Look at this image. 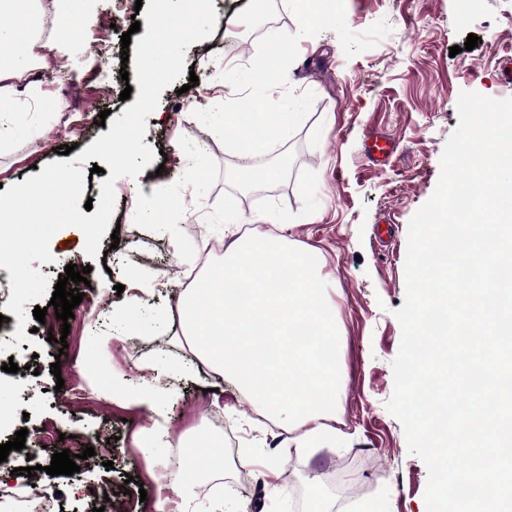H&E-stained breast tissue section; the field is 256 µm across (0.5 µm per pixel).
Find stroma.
Returning <instances> with one entry per match:
<instances>
[{
  "mask_svg": "<svg viewBox=\"0 0 512 512\" xmlns=\"http://www.w3.org/2000/svg\"><path fill=\"white\" fill-rule=\"evenodd\" d=\"M135 2L76 0L68 24L47 19V40L62 66L33 86L47 101L63 99L66 109L25 102L0 116V186L58 161V146L88 148L106 132L96 123L101 111L123 114L121 56L136 49L122 47L121 36L145 19ZM213 4V34L185 53L193 73L165 88L159 117L146 119L143 142L164 167L153 179L154 197L131 178L116 180L112 218L120 233L115 240L102 236L106 259H89L81 234L60 230L50 241L53 260L40 272L55 282L66 265L87 266L89 285L69 335L59 320L45 326L31 318L32 341L0 353V366L24 367L20 374L0 369V392L12 406L0 420V444L27 429L24 449L9 454L16 468L50 465L52 454L65 449L94 448L80 472L51 477L50 512H95L109 494L134 512L141 491L177 473L191 486L212 483L206 499L223 501L224 512H309L315 498L323 512H357L360 502L376 499L387 512H426V465L409 453L403 427L386 407L402 336L394 312L406 294L408 225L439 182L445 143L459 123L460 92L512 98L503 77L512 59V0H345L352 32L382 19L392 31L351 58L330 30L299 46L286 86L271 96L289 88L313 91L316 99L301 128L271 151L292 153L289 178L253 191L227 179L249 155L209 146L211 132L192 112L233 98L220 78L224 69L248 66L261 36L296 32L298 23L284 0ZM113 17L120 20L110 37L113 72L90 97L85 80L98 69L100 36ZM471 34L479 42L468 51ZM455 45L460 53L450 54ZM376 132L397 145L384 164L363 154ZM389 223L392 238L379 240L377 225ZM246 224L320 254L345 389L330 425L343 446L297 450L308 424L251 416L246 407L253 399L239 384L200 371L190 358L177 315L184 279L202 274L204 242L232 243ZM150 282L156 290H147ZM130 307L139 328L129 326ZM60 335L67 348L57 343ZM58 357L68 367L56 376L51 365ZM138 391L154 394V408L134 401ZM161 431L168 440L158 439ZM108 460L113 469H105Z\"/></svg>",
  "mask_w": 512,
  "mask_h": 512,
  "instance_id": "1",
  "label": "stroma"
}]
</instances>
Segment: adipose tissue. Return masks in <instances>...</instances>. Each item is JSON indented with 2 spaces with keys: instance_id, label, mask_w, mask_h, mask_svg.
I'll return each mask as SVG.
<instances>
[{
  "instance_id": "1",
  "label": "adipose tissue",
  "mask_w": 512,
  "mask_h": 512,
  "mask_svg": "<svg viewBox=\"0 0 512 512\" xmlns=\"http://www.w3.org/2000/svg\"><path fill=\"white\" fill-rule=\"evenodd\" d=\"M69 7V0H0V105L27 93L31 70L55 68L56 60L43 37V17L50 12L65 18ZM21 10L29 16L22 32L13 26Z\"/></svg>"
}]
</instances>
